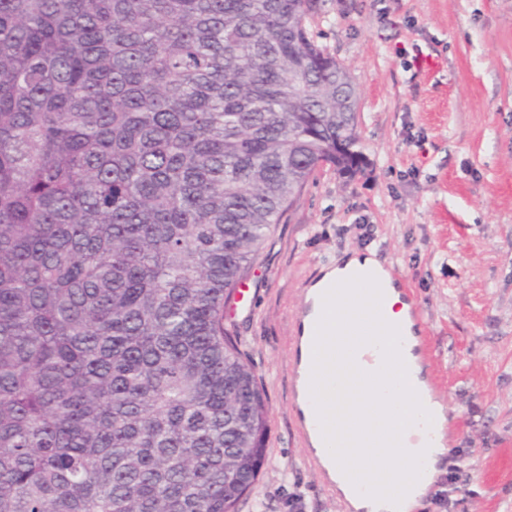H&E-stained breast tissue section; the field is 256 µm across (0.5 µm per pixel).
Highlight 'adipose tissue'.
I'll use <instances>...</instances> for the list:
<instances>
[{
	"instance_id": "adipose-tissue-1",
	"label": "adipose tissue",
	"mask_w": 512,
	"mask_h": 512,
	"mask_svg": "<svg viewBox=\"0 0 512 512\" xmlns=\"http://www.w3.org/2000/svg\"><path fill=\"white\" fill-rule=\"evenodd\" d=\"M377 267L371 256L358 253L324 271L317 285L336 291L327 324L342 342L365 349L386 344L393 348L391 357L368 376L353 360L337 358L335 392H318L314 399L335 426L339 464L361 482L401 490L413 485L417 462L436 461L444 447L422 448L409 438L410 426L430 401L413 384L418 369L408 351L394 346L409 326V305ZM367 271L374 280L364 279Z\"/></svg>"
}]
</instances>
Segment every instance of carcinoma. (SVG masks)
Masks as SVG:
<instances>
[{"instance_id":"1","label":"carcinoma","mask_w":512,"mask_h":512,"mask_svg":"<svg viewBox=\"0 0 512 512\" xmlns=\"http://www.w3.org/2000/svg\"><path fill=\"white\" fill-rule=\"evenodd\" d=\"M317 0H0V512H237L270 411L224 309L364 170Z\"/></svg>"}]
</instances>
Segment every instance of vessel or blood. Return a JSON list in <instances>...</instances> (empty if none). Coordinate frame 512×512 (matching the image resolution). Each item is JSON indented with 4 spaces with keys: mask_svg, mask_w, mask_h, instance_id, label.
<instances>
[{
    "mask_svg": "<svg viewBox=\"0 0 512 512\" xmlns=\"http://www.w3.org/2000/svg\"><path fill=\"white\" fill-rule=\"evenodd\" d=\"M409 321L413 333L402 337L400 344L412 347L418 364L424 370L423 388L432 395L435 394L437 385L427 372L429 358L424 350V338L420 333L422 312L419 305H411ZM292 346L291 406L297 429L307 444L311 466L330 489L338 491L345 512H361L360 502L382 499L390 500L391 512H405V497L392 495L391 491L383 486L359 487L351 474L336 467L331 424L310 396V391L315 385L332 377L331 372L324 368L325 363L336 355V340L332 331L322 324L298 331L292 339Z\"/></svg>",
    "mask_w": 512,
    "mask_h": 512,
    "instance_id": "1",
    "label": "vessel or blood"
}]
</instances>
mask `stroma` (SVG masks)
<instances>
[{
  "mask_svg": "<svg viewBox=\"0 0 512 512\" xmlns=\"http://www.w3.org/2000/svg\"><path fill=\"white\" fill-rule=\"evenodd\" d=\"M307 27L350 73L367 166L314 173L224 315L270 405L238 512H340L295 431L292 336L324 268L369 249L423 311L456 429L415 512H512V0H319Z\"/></svg>",
  "mask_w": 512,
  "mask_h": 512,
  "instance_id": "35a3bbf8",
  "label": "stroma"
}]
</instances>
